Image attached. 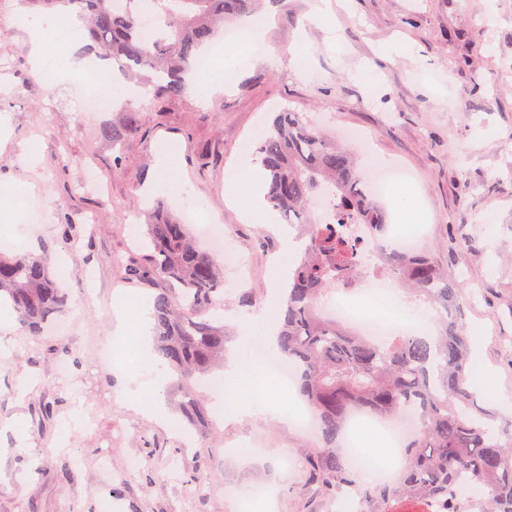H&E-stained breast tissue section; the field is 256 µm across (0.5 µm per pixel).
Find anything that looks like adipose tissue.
I'll return each mask as SVG.
<instances>
[{
  "mask_svg": "<svg viewBox=\"0 0 512 512\" xmlns=\"http://www.w3.org/2000/svg\"><path fill=\"white\" fill-rule=\"evenodd\" d=\"M264 175L251 153H242L237 165L224 179L227 200L235 204L241 217L251 224H265L276 227L283 246L269 269L271 286H278L286 277L295 257V249L287 229L277 227L275 213L265 199ZM185 182L181 177L179 151L176 147L162 146L157 154V177L149 183L145 197L168 193L185 194ZM276 299H269L261 313L250 316L243 325V341L236 361L225 369V376L235 375L240 367L250 370L249 384L237 397L222 398L219 402L224 418L233 422H244L258 413L276 411L287 414L291 398L287 392L274 391L270 376L263 369L264 360L276 352ZM165 377L153 366L143 365L125 374L124 394L137 402L151 416L165 418L164 406Z\"/></svg>",
  "mask_w": 512,
  "mask_h": 512,
  "instance_id": "adipose-tissue-1",
  "label": "adipose tissue"
}]
</instances>
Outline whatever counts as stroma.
Wrapping results in <instances>:
<instances>
[{"mask_svg":"<svg viewBox=\"0 0 512 512\" xmlns=\"http://www.w3.org/2000/svg\"><path fill=\"white\" fill-rule=\"evenodd\" d=\"M310 0H271L273 25L249 39L233 86L202 99L197 77L182 97L137 94L104 112L79 109L84 71L42 80L18 0H0V185H33L35 248L68 261L69 334L31 336L0 325V512H240L230 487L272 482L271 512H336L315 491L306 456L315 435L259 415L219 421L208 441L184 445L177 413L151 417L121 392L122 368L103 348L136 346L114 334L116 296L144 291L112 258L139 259L149 207L143 189L156 153L176 144L195 196L231 232L224 245L225 362L242 342L240 316L264 308L281 240L241 220L224 177L274 112H304L361 159L403 167L422 212L419 248L473 296L466 312L470 370L488 369L512 393V0H347L330 23L309 20ZM137 117L119 145L102 127ZM97 184H83L86 170ZM252 291V304L242 293ZM70 371H57L61 361ZM252 440L242 461L234 446ZM144 464L133 470L132 458Z\"/></svg>","mask_w":512,"mask_h":512,"instance_id":"35a3bbf8","label":"stroma"}]
</instances>
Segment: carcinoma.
Here are the masks:
<instances>
[{
	"mask_svg": "<svg viewBox=\"0 0 512 512\" xmlns=\"http://www.w3.org/2000/svg\"><path fill=\"white\" fill-rule=\"evenodd\" d=\"M60 17L76 12L89 21V36L103 59L122 71L147 77L158 100L177 99L185 77L196 70L200 48L221 28L253 14L260 0H19ZM158 18L146 38L141 17ZM134 119L100 130L119 141ZM255 157L266 171V199L285 224H299L308 246L294 262L282 288L284 307L277 335L279 356L296 371L294 383L311 410L320 445L307 456L309 482L328 496L357 484L362 472L336 452V438L351 411L383 418L415 415L418 426L404 440L399 482L371 483L359 490L370 512H512V421L507 430L491 424L489 399L469 383V329L465 285L448 278L419 251L382 249L381 266L399 287L423 297L439 311L433 336H394L384 344L325 318L320 301L340 288L352 292L365 276L364 255L351 230L364 224L375 237L385 232V213L362 188L357 158L312 127L305 113H277ZM144 261H118L125 279L154 295V352L173 376L184 420L205 438L213 428L199 391L224 360V276L214 257L200 250L190 225L158 208L144 225ZM0 304L11 308L32 336L56 320L65 305L48 259L0 250Z\"/></svg>",
	"mask_w": 512,
	"mask_h": 512,
	"instance_id": "cac0c4a2",
	"label": "carcinoma"
}]
</instances>
